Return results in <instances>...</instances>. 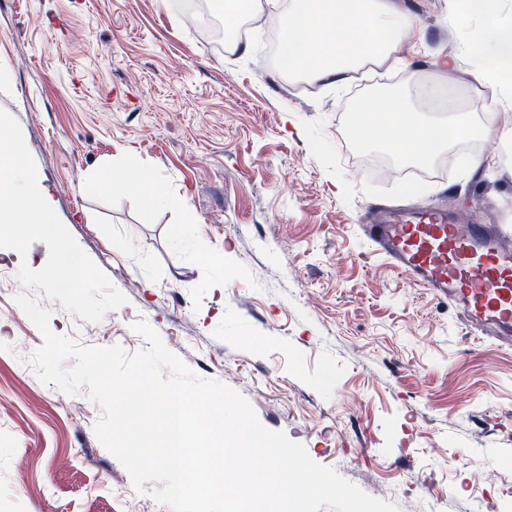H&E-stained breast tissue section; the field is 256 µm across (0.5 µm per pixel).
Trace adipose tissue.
<instances>
[{
  "label": "adipose tissue",
  "mask_w": 512,
  "mask_h": 512,
  "mask_svg": "<svg viewBox=\"0 0 512 512\" xmlns=\"http://www.w3.org/2000/svg\"><path fill=\"white\" fill-rule=\"evenodd\" d=\"M472 15L483 27L467 44L479 81H492L488 60L512 68V26L498 22L495 0H470ZM416 25L397 0H288L280 14L284 67L311 81L342 83L365 64L379 65ZM441 124L413 111L406 98L392 95L368 100L354 126L363 146L391 153L398 162L424 167L456 141L504 139L512 153V92L481 111L450 108Z\"/></svg>",
  "instance_id": "ef3b65f1"
}]
</instances>
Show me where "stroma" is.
Returning <instances> with one entry per match:
<instances>
[{
	"instance_id": "1",
	"label": "stroma",
	"mask_w": 512,
	"mask_h": 512,
	"mask_svg": "<svg viewBox=\"0 0 512 512\" xmlns=\"http://www.w3.org/2000/svg\"><path fill=\"white\" fill-rule=\"evenodd\" d=\"M417 26L385 63L341 85L258 67L260 33L228 48L175 0H0V110L85 254L126 297L109 335L48 299L82 348L150 342L244 397L259 422L400 512H512V347L477 335L385 261L363 263L372 204H448L512 225V159L481 152L409 186L349 134L350 103L441 84L471 107L464 52L478 17L400 0ZM455 57L453 71L439 68ZM419 81L404 82L403 69ZM184 197L196 223L122 186L127 167ZM111 180L96 192L92 179ZM223 255V266L212 259ZM43 336L0 297V512H133V482L94 433L100 407L18 373Z\"/></svg>"
}]
</instances>
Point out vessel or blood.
<instances>
[{
    "instance_id": "1",
    "label": "vessel or blood",
    "mask_w": 512,
    "mask_h": 512,
    "mask_svg": "<svg viewBox=\"0 0 512 512\" xmlns=\"http://www.w3.org/2000/svg\"><path fill=\"white\" fill-rule=\"evenodd\" d=\"M360 231L409 282L454 305L467 325L512 342V226L466 224L441 209L374 206Z\"/></svg>"
}]
</instances>
